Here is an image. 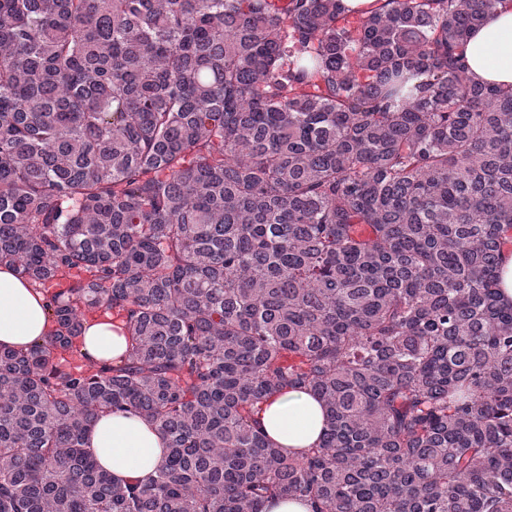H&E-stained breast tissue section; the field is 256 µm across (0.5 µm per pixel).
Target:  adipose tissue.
<instances>
[{"label":"adipose tissue","mask_w":512,"mask_h":512,"mask_svg":"<svg viewBox=\"0 0 512 512\" xmlns=\"http://www.w3.org/2000/svg\"><path fill=\"white\" fill-rule=\"evenodd\" d=\"M467 73L480 83L512 86V0H500L465 47ZM44 293L0 266V346L26 348L50 330ZM82 352L115 359L128 347L123 322L105 313L85 322ZM267 437L284 454L298 456L318 444L324 408L312 394L287 389L268 397L259 413ZM85 448L115 483H149L164 462L167 442L154 425L129 412L101 414L85 435Z\"/></svg>","instance_id":"obj_1"}]
</instances>
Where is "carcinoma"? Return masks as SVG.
Segmentation results:
<instances>
[{"mask_svg":"<svg viewBox=\"0 0 512 512\" xmlns=\"http://www.w3.org/2000/svg\"><path fill=\"white\" fill-rule=\"evenodd\" d=\"M499 2L0 0V265L53 323L0 348V512H512V87L463 56ZM106 312L127 352L64 364ZM288 388L301 459L255 419ZM112 411L152 483L85 451ZM501 234L507 245L503 252V262L499 273V291L504 303H512V227L504 224ZM258 416L267 437L291 456H300L318 444L325 428L321 402L301 389L288 388L271 395ZM84 447L121 485L148 484L168 453L156 427L129 412L101 414L87 431Z\"/></svg>","mask_w":512,"mask_h":512,"instance_id":"cac0c4a2","label":"carcinoma"}]
</instances>
